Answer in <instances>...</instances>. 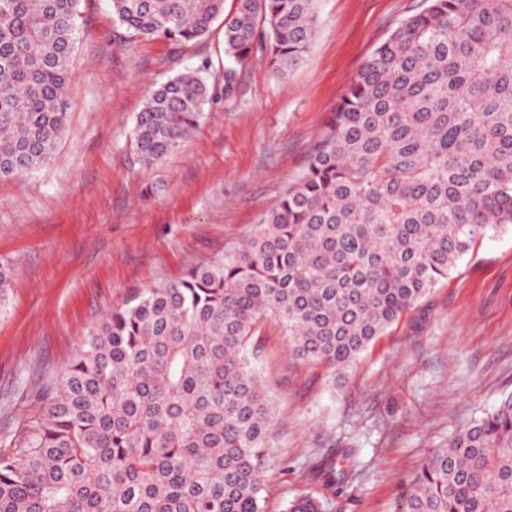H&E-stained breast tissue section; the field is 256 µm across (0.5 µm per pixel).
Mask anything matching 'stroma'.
<instances>
[{
    "label": "stroma",
    "instance_id": "stroma-1",
    "mask_svg": "<svg viewBox=\"0 0 512 512\" xmlns=\"http://www.w3.org/2000/svg\"><path fill=\"white\" fill-rule=\"evenodd\" d=\"M420 0H320L302 64L278 76L264 55L209 83L218 100L163 164L130 137L150 92L222 50V29L183 49L125 42L111 0H81L68 131L55 159L0 182V446L24 433L92 327L133 293L221 259L253 233L306 165L366 58ZM274 402L265 512L313 495L325 512H401L420 463L512 393V230L477 242L448 279L333 382L291 356L275 322L259 333ZM352 450L333 492L311 469Z\"/></svg>",
    "mask_w": 512,
    "mask_h": 512
}]
</instances>
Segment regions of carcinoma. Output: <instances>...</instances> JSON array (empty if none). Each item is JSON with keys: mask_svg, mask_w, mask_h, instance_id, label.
Returning <instances> with one entry per match:
<instances>
[{"mask_svg": "<svg viewBox=\"0 0 512 512\" xmlns=\"http://www.w3.org/2000/svg\"><path fill=\"white\" fill-rule=\"evenodd\" d=\"M80 0H0V180L56 157ZM320 0H112L126 41L223 19V57L154 89L131 138L165 162L216 99L204 73L304 60ZM512 224V0H422L370 54L247 243L112 309L0 451V512H265L273 402L248 347L273 320L339 380L478 240ZM350 452L313 473L338 490ZM283 512H324L304 495ZM402 512H512V394L414 474Z\"/></svg>", "mask_w": 512, "mask_h": 512, "instance_id": "1", "label": "carcinoma"}]
</instances>
